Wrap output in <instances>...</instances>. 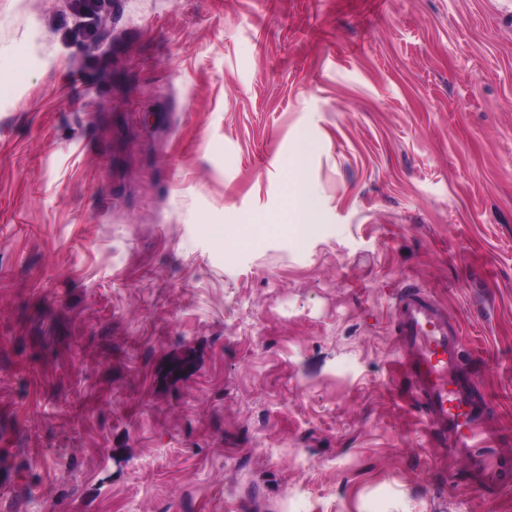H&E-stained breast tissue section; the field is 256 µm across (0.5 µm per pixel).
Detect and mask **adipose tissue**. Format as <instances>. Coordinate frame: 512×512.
I'll use <instances>...</instances> for the list:
<instances>
[{
	"label": "adipose tissue",
	"mask_w": 512,
	"mask_h": 512,
	"mask_svg": "<svg viewBox=\"0 0 512 512\" xmlns=\"http://www.w3.org/2000/svg\"><path fill=\"white\" fill-rule=\"evenodd\" d=\"M312 148L313 142L310 134L304 130L299 131L289 161V215L295 233L302 237L309 236L318 225V201L308 176V163Z\"/></svg>",
	"instance_id": "obj_1"
}]
</instances>
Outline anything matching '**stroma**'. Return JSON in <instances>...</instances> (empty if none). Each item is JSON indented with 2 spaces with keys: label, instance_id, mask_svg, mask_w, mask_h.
Returning <instances> with one entry per match:
<instances>
[{
  "label": "stroma",
  "instance_id": "35a3bbf8",
  "mask_svg": "<svg viewBox=\"0 0 512 512\" xmlns=\"http://www.w3.org/2000/svg\"><path fill=\"white\" fill-rule=\"evenodd\" d=\"M79 9L0 0V512H512L390 324L435 294L512 443V0ZM313 148L310 134L300 130L296 135L294 151L289 161L290 188L289 215L294 232L309 236L317 228L319 206L308 176L309 157Z\"/></svg>",
  "mask_w": 512,
  "mask_h": 512
}]
</instances>
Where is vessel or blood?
Returning a JSON list of instances; mask_svg holds the SVG:
<instances>
[{
	"label": "vessel or blood",
	"instance_id": "vessel-or-blood-1",
	"mask_svg": "<svg viewBox=\"0 0 512 512\" xmlns=\"http://www.w3.org/2000/svg\"><path fill=\"white\" fill-rule=\"evenodd\" d=\"M400 365L434 432L451 440L473 480L484 489L512 482V448L498 422L476 403L461 367L460 331L425 289L409 284L392 304Z\"/></svg>",
	"mask_w": 512,
	"mask_h": 512
}]
</instances>
